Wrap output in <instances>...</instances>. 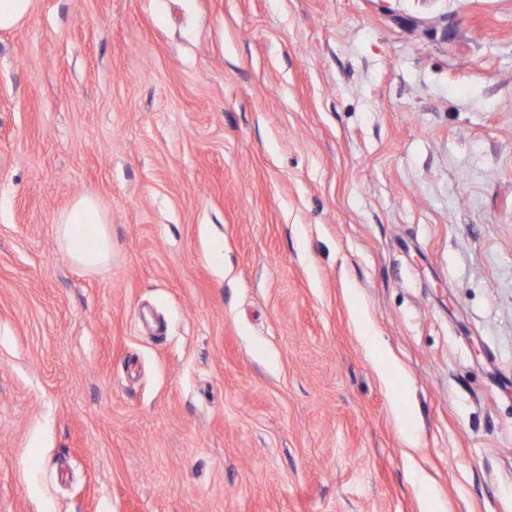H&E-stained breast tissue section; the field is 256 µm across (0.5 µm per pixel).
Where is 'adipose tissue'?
Listing matches in <instances>:
<instances>
[{"mask_svg":"<svg viewBox=\"0 0 512 512\" xmlns=\"http://www.w3.org/2000/svg\"><path fill=\"white\" fill-rule=\"evenodd\" d=\"M105 217L94 199H78L62 216L57 235L78 264L93 268L104 264L111 241L104 228Z\"/></svg>","mask_w":512,"mask_h":512,"instance_id":"obj_1","label":"adipose tissue"}]
</instances>
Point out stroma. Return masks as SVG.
Masks as SVG:
<instances>
[{
  "label": "stroma",
  "instance_id": "stroma-1",
  "mask_svg": "<svg viewBox=\"0 0 512 512\" xmlns=\"http://www.w3.org/2000/svg\"><path fill=\"white\" fill-rule=\"evenodd\" d=\"M0 512H512V0L0 30ZM103 224L105 217L95 200L83 197L61 217L56 231L71 258L78 264L93 268L104 264L111 252V241ZM83 226H90V245L82 240Z\"/></svg>",
  "mask_w": 512,
  "mask_h": 512
}]
</instances>
